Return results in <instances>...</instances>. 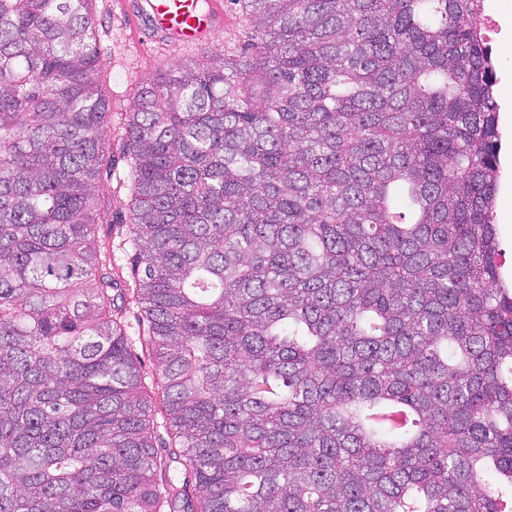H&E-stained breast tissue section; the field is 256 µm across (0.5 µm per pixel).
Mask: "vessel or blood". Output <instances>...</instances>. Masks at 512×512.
<instances>
[{"mask_svg":"<svg viewBox=\"0 0 512 512\" xmlns=\"http://www.w3.org/2000/svg\"><path fill=\"white\" fill-rule=\"evenodd\" d=\"M132 27L149 36L189 47L204 43L224 25L223 0H133Z\"/></svg>","mask_w":512,"mask_h":512,"instance_id":"1","label":"vessel or blood"}]
</instances>
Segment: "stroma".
Returning <instances> with one entry per match:
<instances>
[{
	"mask_svg": "<svg viewBox=\"0 0 512 512\" xmlns=\"http://www.w3.org/2000/svg\"><path fill=\"white\" fill-rule=\"evenodd\" d=\"M123 0H97L98 78L112 114V138L105 148L111 170L97 184L99 207L113 223L131 218L130 164L121 152V138L136 94L145 80L179 63L206 60L214 51L241 56L251 40V28L235 0H224L230 24L217 31L209 44L192 50L177 45L153 46L133 35L123 11ZM496 101L502 131L501 166L495 222L504 262L503 273L512 278V62L497 68Z\"/></svg>",
	"mask_w": 512,
	"mask_h": 512,
	"instance_id": "obj_1",
	"label": "stroma"
}]
</instances>
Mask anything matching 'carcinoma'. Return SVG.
Masks as SVG:
<instances>
[{
	"label": "carcinoma",
	"instance_id": "1",
	"mask_svg": "<svg viewBox=\"0 0 512 512\" xmlns=\"http://www.w3.org/2000/svg\"><path fill=\"white\" fill-rule=\"evenodd\" d=\"M93 2L0 0V512H508L481 0H238L126 123L131 288Z\"/></svg>",
	"mask_w": 512,
	"mask_h": 512
}]
</instances>
